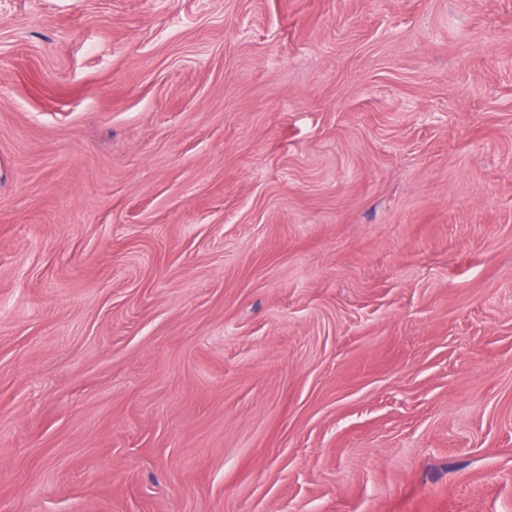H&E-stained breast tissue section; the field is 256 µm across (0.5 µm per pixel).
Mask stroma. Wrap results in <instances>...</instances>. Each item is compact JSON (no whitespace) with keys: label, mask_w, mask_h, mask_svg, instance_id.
Instances as JSON below:
<instances>
[{"label":"stroma","mask_w":512,"mask_h":512,"mask_svg":"<svg viewBox=\"0 0 512 512\" xmlns=\"http://www.w3.org/2000/svg\"><path fill=\"white\" fill-rule=\"evenodd\" d=\"M0 512H512V0H0Z\"/></svg>","instance_id":"stroma-1"}]
</instances>
